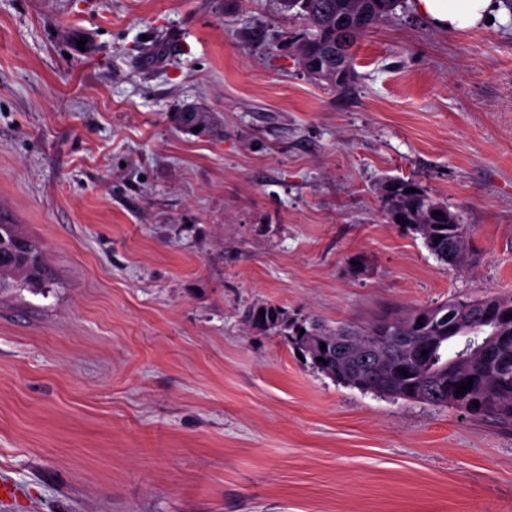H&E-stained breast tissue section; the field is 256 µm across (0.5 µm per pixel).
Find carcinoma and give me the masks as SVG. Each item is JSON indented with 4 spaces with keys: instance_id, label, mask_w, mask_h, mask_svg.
<instances>
[{
    "instance_id": "cac0c4a2",
    "label": "carcinoma",
    "mask_w": 512,
    "mask_h": 512,
    "mask_svg": "<svg viewBox=\"0 0 512 512\" xmlns=\"http://www.w3.org/2000/svg\"><path fill=\"white\" fill-rule=\"evenodd\" d=\"M396 0H288L286 12L306 21L304 36L296 42L303 68L319 63L323 82L334 89H346L354 82L351 48L363 34L391 13ZM340 43L345 49L341 68L347 79L336 81V59L322 54L323 47ZM411 179L398 178L391 187L381 184L380 195L390 223L401 217L402 225L421 236L427 250L440 263L457 269L465 262L470 227L460 223L450 211L437 221V200ZM46 276L44 250L24 238L17 226L0 218V286L38 284ZM512 309V298L486 297L480 300L451 298L432 307L408 314H388L355 330L334 328L312 316L291 317L274 305L258 304L245 314L254 329L283 336L288 343L311 359L321 372L349 385L362 379L378 393L393 388L403 394L431 392L428 402L450 405L472 416H493L512 421V372L503 373L497 361L512 358V324L502 327L498 312L489 305ZM387 337L385 342L376 338ZM434 346L424 361L414 358V344ZM326 349H321V344ZM381 346L386 353L371 364L370 371L360 367L361 357ZM323 361H318V358ZM406 370L408 376L401 375ZM473 379L466 393L459 386ZM479 402L474 406L473 402Z\"/></svg>"
}]
</instances>
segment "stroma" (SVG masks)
I'll use <instances>...</instances> for the list:
<instances>
[{
	"label": "stroma",
	"instance_id": "obj_1",
	"mask_svg": "<svg viewBox=\"0 0 512 512\" xmlns=\"http://www.w3.org/2000/svg\"><path fill=\"white\" fill-rule=\"evenodd\" d=\"M305 28L278 0H0V212L49 270L0 289V512H512V425L243 318L512 297V13L448 32L398 0L343 91ZM388 177L470 225L464 269L387 221Z\"/></svg>",
	"mask_w": 512,
	"mask_h": 512
}]
</instances>
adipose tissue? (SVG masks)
Segmentation results:
<instances>
[{"mask_svg":"<svg viewBox=\"0 0 512 512\" xmlns=\"http://www.w3.org/2000/svg\"><path fill=\"white\" fill-rule=\"evenodd\" d=\"M501 0H414L415 10L443 31L476 28L497 16Z\"/></svg>","mask_w":512,"mask_h":512,"instance_id":"adipose-tissue-1","label":"adipose tissue"}]
</instances>
